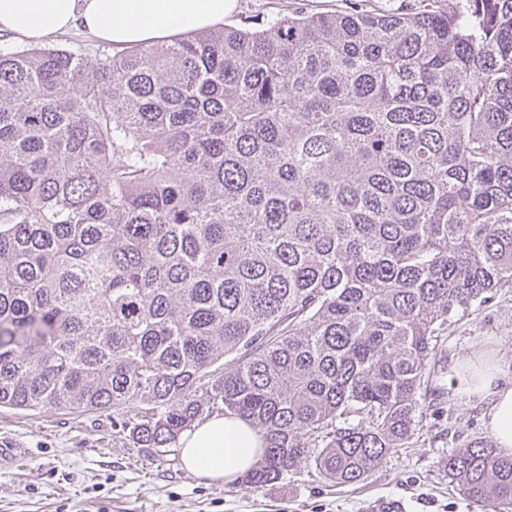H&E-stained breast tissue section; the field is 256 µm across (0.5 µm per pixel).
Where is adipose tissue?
I'll use <instances>...</instances> for the list:
<instances>
[{
  "label": "adipose tissue",
  "mask_w": 512,
  "mask_h": 512,
  "mask_svg": "<svg viewBox=\"0 0 512 512\" xmlns=\"http://www.w3.org/2000/svg\"><path fill=\"white\" fill-rule=\"evenodd\" d=\"M235 7L236 0H0V35L43 43L78 29L118 47L150 45L222 24ZM454 378L467 397L488 401L486 428L512 454V383L497 363L464 359ZM179 450L189 473L231 482L260 460L263 439L240 417L215 415L187 430Z\"/></svg>",
  "instance_id": "adipose-tissue-1"
}]
</instances>
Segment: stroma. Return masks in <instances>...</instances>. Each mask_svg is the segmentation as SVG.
Here are the masks:
<instances>
[{
  "mask_svg": "<svg viewBox=\"0 0 512 512\" xmlns=\"http://www.w3.org/2000/svg\"><path fill=\"white\" fill-rule=\"evenodd\" d=\"M482 354L512 380V288L453 313L406 448L358 484L333 487L300 470L261 488L207 482L182 465L177 444L152 457L116 434L106 410H0V442L18 450L0 470V512H482L448 482L455 449L487 440L485 403L458 391L460 360Z\"/></svg>",
  "mask_w": 512,
  "mask_h": 512,
  "instance_id": "35a3bbf8",
  "label": "stroma"
}]
</instances>
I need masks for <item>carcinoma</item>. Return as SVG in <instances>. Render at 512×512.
I'll return each mask as SVG.
<instances>
[{
  "instance_id": "carcinoma-1",
  "label": "carcinoma",
  "mask_w": 512,
  "mask_h": 512,
  "mask_svg": "<svg viewBox=\"0 0 512 512\" xmlns=\"http://www.w3.org/2000/svg\"><path fill=\"white\" fill-rule=\"evenodd\" d=\"M512 288V0L0 52V408L156 452L233 414L255 488L405 447L448 318ZM512 512V455L448 454Z\"/></svg>"
}]
</instances>
